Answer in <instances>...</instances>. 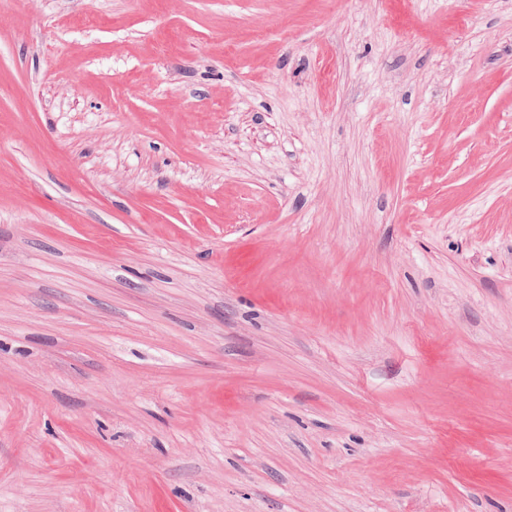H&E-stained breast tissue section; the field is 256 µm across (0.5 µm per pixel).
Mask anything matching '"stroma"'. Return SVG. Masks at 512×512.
<instances>
[{"instance_id":"1","label":"stroma","mask_w":512,"mask_h":512,"mask_svg":"<svg viewBox=\"0 0 512 512\" xmlns=\"http://www.w3.org/2000/svg\"><path fill=\"white\" fill-rule=\"evenodd\" d=\"M0 512H512V0H0Z\"/></svg>"}]
</instances>
